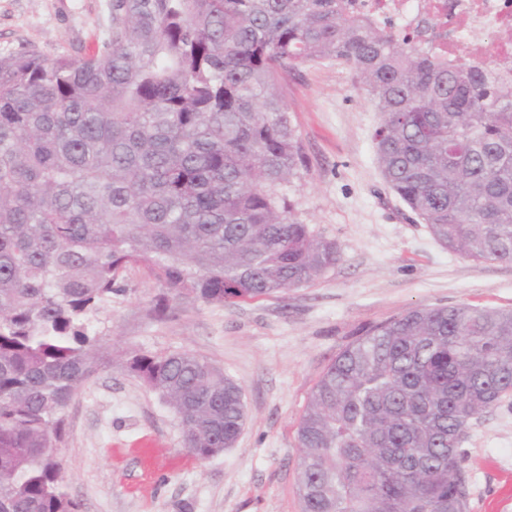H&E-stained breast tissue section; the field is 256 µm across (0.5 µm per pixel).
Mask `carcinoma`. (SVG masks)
<instances>
[{"mask_svg":"<svg viewBox=\"0 0 512 512\" xmlns=\"http://www.w3.org/2000/svg\"><path fill=\"white\" fill-rule=\"evenodd\" d=\"M323 59L356 70L377 164L434 239L512 264V84L493 69L433 57L345 0H112L93 55L0 56V512H78L61 413L124 271L226 305L340 260L281 191L303 152L278 84ZM127 363L189 454L234 446L243 390L210 360ZM511 394L512 309L417 307L366 331L299 419L301 512H468L467 429Z\"/></svg>","mask_w":512,"mask_h":512,"instance_id":"cac0c4a2","label":"carcinoma"}]
</instances>
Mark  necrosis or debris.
Segmentation results:
<instances>
[{
	"label": "necrosis or debris",
	"instance_id": "4bbe7bcc",
	"mask_svg": "<svg viewBox=\"0 0 512 512\" xmlns=\"http://www.w3.org/2000/svg\"><path fill=\"white\" fill-rule=\"evenodd\" d=\"M352 11L391 24L436 57H465L512 72V0H348ZM494 32L491 40L482 39Z\"/></svg>",
	"mask_w": 512,
	"mask_h": 512
}]
</instances>
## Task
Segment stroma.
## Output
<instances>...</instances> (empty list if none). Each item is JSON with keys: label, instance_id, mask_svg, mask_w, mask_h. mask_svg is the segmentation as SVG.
Wrapping results in <instances>:
<instances>
[{"label": "stroma", "instance_id": "obj_1", "mask_svg": "<svg viewBox=\"0 0 512 512\" xmlns=\"http://www.w3.org/2000/svg\"><path fill=\"white\" fill-rule=\"evenodd\" d=\"M111 3L0 0V55L93 54ZM281 92L306 161L284 190L341 259L288 293L224 306L174 300L162 319L152 308L166 288L128 269L126 294L90 320L97 368L63 412L57 452L80 512H300L297 424L343 349L412 307L512 309V265L448 251L385 184L373 148L380 116L351 65H301ZM132 351H191L236 380L247 419L235 446L187 455L171 407L129 371ZM462 449L469 512H512V400L472 425Z\"/></svg>", "mask_w": 512, "mask_h": 512}]
</instances>
